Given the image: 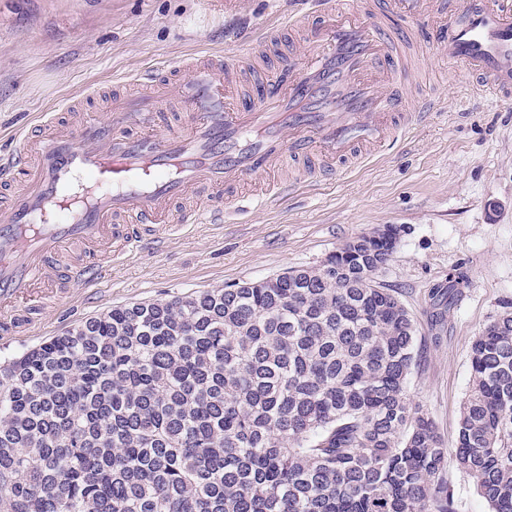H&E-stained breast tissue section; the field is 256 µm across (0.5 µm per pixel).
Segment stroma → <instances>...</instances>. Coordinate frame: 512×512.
Listing matches in <instances>:
<instances>
[{
  "label": "stroma",
  "mask_w": 512,
  "mask_h": 512,
  "mask_svg": "<svg viewBox=\"0 0 512 512\" xmlns=\"http://www.w3.org/2000/svg\"><path fill=\"white\" fill-rule=\"evenodd\" d=\"M294 0H0V153L42 113L79 101L103 119L112 96L153 72L212 49L230 58L269 28L288 47ZM410 57L429 122L403 140L282 199L243 200L221 224H187L165 249L121 257L93 288L42 307L0 359L39 345L112 307L258 281L319 264L372 228L401 227L377 280L413 316L419 358L407 393L454 444L471 383L470 343L512 306V104L470 95L466 74L419 35ZM457 277L452 304L431 292Z\"/></svg>",
  "instance_id": "35a3bbf8"
}]
</instances>
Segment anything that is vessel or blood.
<instances>
[{
  "mask_svg": "<svg viewBox=\"0 0 512 512\" xmlns=\"http://www.w3.org/2000/svg\"><path fill=\"white\" fill-rule=\"evenodd\" d=\"M292 25L303 49L284 72L261 70L243 90L250 57L216 51L183 62L160 96L119 94L104 120L49 116L0 154V336L23 332L24 312L62 292L108 279L130 251L158 252L178 224H220L243 181L268 178L274 196L333 175L363 147L395 144L402 115L426 122L429 100L410 106L412 65L393 44L381 0L310 12L297 0ZM449 11L435 42L464 67L468 84L512 100V0H407L405 33ZM191 116L168 126L160 97ZM295 168L297 177L283 178ZM205 191V209L182 203Z\"/></svg>",
  "mask_w": 512,
  "mask_h": 512,
  "instance_id": "b4317fda",
  "label": "vessel or blood"
}]
</instances>
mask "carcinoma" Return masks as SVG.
<instances>
[{"label":"carcinoma","instance_id":"carcinoma-1","mask_svg":"<svg viewBox=\"0 0 512 512\" xmlns=\"http://www.w3.org/2000/svg\"><path fill=\"white\" fill-rule=\"evenodd\" d=\"M400 229L232 288L115 306L0 361V512H512V309L470 346L452 448L412 404ZM443 478L453 490L456 512H487L488 507L478 495L470 477L450 464L443 473Z\"/></svg>","mask_w":512,"mask_h":512}]
</instances>
